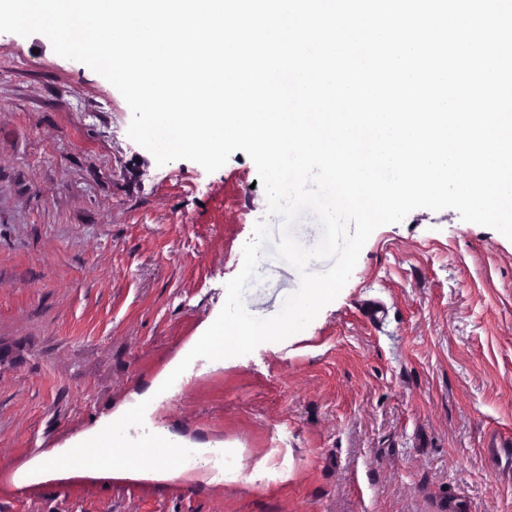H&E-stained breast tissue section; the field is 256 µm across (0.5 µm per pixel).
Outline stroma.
<instances>
[{"instance_id":"1","label":"stroma","mask_w":512,"mask_h":512,"mask_svg":"<svg viewBox=\"0 0 512 512\" xmlns=\"http://www.w3.org/2000/svg\"><path fill=\"white\" fill-rule=\"evenodd\" d=\"M120 92L41 34L0 33V512H512V240L419 208L377 228L301 332L166 368L224 318L226 284L267 201L235 151L209 173L157 165ZM298 272L274 260L255 316ZM386 304L363 321V301ZM147 400L145 422L246 472L181 486L157 473H41L40 459Z\"/></svg>"}]
</instances>
